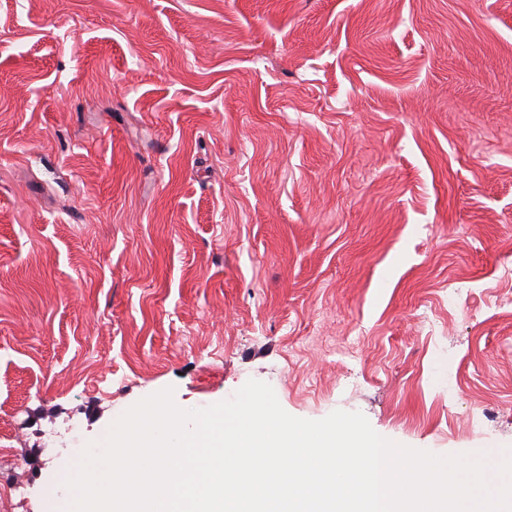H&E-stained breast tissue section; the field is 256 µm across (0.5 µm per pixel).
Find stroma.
<instances>
[{
    "mask_svg": "<svg viewBox=\"0 0 512 512\" xmlns=\"http://www.w3.org/2000/svg\"><path fill=\"white\" fill-rule=\"evenodd\" d=\"M251 379L512 448V0H0V512Z\"/></svg>",
    "mask_w": 512,
    "mask_h": 512,
    "instance_id": "35a3bbf8",
    "label": "stroma"
}]
</instances>
